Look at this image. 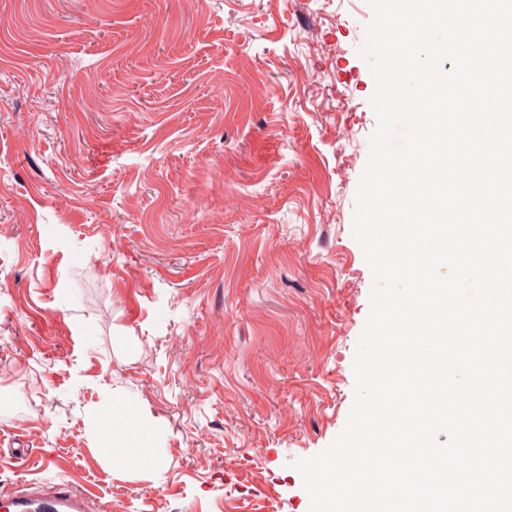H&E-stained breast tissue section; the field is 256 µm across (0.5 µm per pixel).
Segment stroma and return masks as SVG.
<instances>
[{
	"label": "stroma",
	"mask_w": 512,
	"mask_h": 512,
	"mask_svg": "<svg viewBox=\"0 0 512 512\" xmlns=\"http://www.w3.org/2000/svg\"><path fill=\"white\" fill-rule=\"evenodd\" d=\"M371 18L366 0H0L14 491L308 512L293 463L343 429L370 309L352 215ZM115 402L155 467L104 458Z\"/></svg>",
	"instance_id": "1"
}]
</instances>
